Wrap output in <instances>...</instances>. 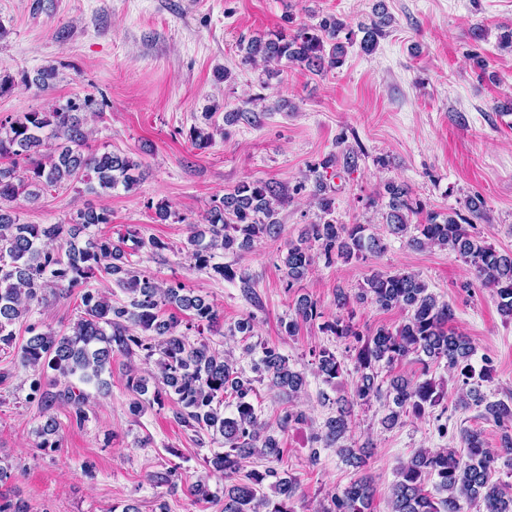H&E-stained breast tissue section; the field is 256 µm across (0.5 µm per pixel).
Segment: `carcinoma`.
<instances>
[{"mask_svg": "<svg viewBox=\"0 0 512 512\" xmlns=\"http://www.w3.org/2000/svg\"><path fill=\"white\" fill-rule=\"evenodd\" d=\"M391 18L381 14L378 20L359 27L363 33L361 49L370 54L383 35ZM289 33L269 32L239 42L243 60L257 58L280 73L282 62L296 64L318 74L341 67L353 44V32L341 18L328 15L315 24L294 22ZM345 38H340V34ZM56 77V67L47 66L34 77L23 76L26 85L45 88ZM79 105L71 103L52 112H25L14 119H0V350L15 344L14 324L26 318L32 305L41 303L47 290L67 296L83 289L80 314L66 333L58 334L39 323L27 327L29 337L17 347V356L24 366H46L56 375L48 380L31 381L29 399L48 410L50 398L69 406L71 418L78 424L86 420V396L61 379L79 375L85 382H97L98 390L108 388L101 379L111 367L112 357L123 354L155 359L158 372L153 375L152 402L164 405L165 397L176 396L175 420L199 434H212L222 439L224 451L204 459L205 469L234 480L242 460L260 455L269 459L280 457L282 448L271 434L264 432L252 401L254 382L267 381L269 389L280 390L293 398L305 386L303 373L293 369L288 357L273 347L262 348V357L252 367L258 377L253 379L234 367L224 354L201 339L190 342L179 332L181 319L177 312L190 313V320L204 322L213 328L217 322L214 307L181 282L162 285L149 275L130 267V251L126 242L137 248L145 245L154 250L165 248L161 242L144 241L135 229L113 240L91 236L78 243L81 232L92 225L109 223L106 209L88 207L80 211L71 224H21L11 203L21 194L36 202L48 191L65 184L81 183L95 194H107L118 186L130 190L143 178L142 163L132 156L111 152L88 151L84 119ZM355 167L354 152L342 156L330 154L309 167V174L295 191L306 189L313 182L310 195L320 211L319 221L307 225L295 240L288 241L281 257L288 285L304 279L315 259L326 265L341 259H366L383 252V239L367 233L364 224H339L334 218L335 199L326 183L328 170ZM384 201L383 219L390 233L406 239L416 250L439 246L452 251L470 269L481 285L492 289L500 313L512 319V252L500 251L472 232L474 222L481 219L486 207L483 197L473 195L464 203L466 213L430 211L423 221L412 225L410 216L419 213L408 186L387 182L380 193ZM287 198L284 187L276 182L243 180L224 194L218 205L205 217L206 229L193 230L188 237L194 267L206 269L213 277L233 280L237 272L215 261L219 251H235L250 246L264 236L277 238L281 224L278 207ZM102 274L123 288L129 295L124 304L114 303L97 291L87 288L96 274ZM370 302L382 310L402 309L408 313L397 328L381 326L368 334L361 333L351 322L340 317L324 323L323 330L338 340H354L350 351L354 357L356 379L351 404L369 405L373 401H389V413L382 424L392 428L404 416L422 417L446 397L444 387L430 377L429 363L445 362L448 370L462 377L469 401L483 407L481 416L500 429V448L512 454V404L504 400L489 401L470 379H492L494 368L485 362L480 371L472 365L474 346L453 327L452 305L439 300L428 291L419 277L407 271L375 272L366 279L355 296L344 289L336 291L337 306L345 309L351 301ZM163 307L174 312L164 318ZM321 317L317 300L302 295L295 301L294 317L284 324L285 332L295 334L298 322ZM318 372L324 381L332 382L343 375L342 362L330 350L312 351ZM415 355L425 366L422 380L402 376L390 380L387 388L378 383L380 364L393 366ZM149 379L131 367L126 386L131 392L130 411L140 413L146 400ZM56 389L55 395L48 388ZM233 407L224 415V405ZM351 411L340 408L325 423V430L315 442L331 447L349 431ZM306 419L303 410L289 406L279 420L285 430ZM59 423L51 414L37 430L39 447H58ZM463 448L419 449L400 466L391 488V512H460V501L482 507V512H512V489L493 479L500 453L487 447L483 432L477 428L460 429ZM248 482L224 486L222 512H293V499L298 483L283 477L274 468L253 470ZM432 489H427V486ZM270 488L269 497L264 488ZM373 485L366 477L351 482L331 498L325 512H370Z\"/></svg>", "mask_w": 512, "mask_h": 512, "instance_id": "1", "label": "carcinoma"}]
</instances>
